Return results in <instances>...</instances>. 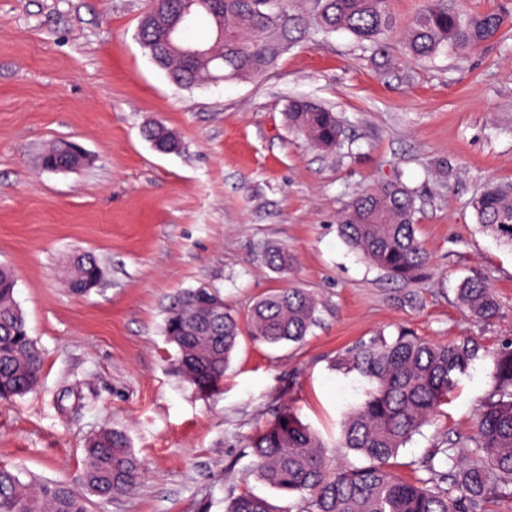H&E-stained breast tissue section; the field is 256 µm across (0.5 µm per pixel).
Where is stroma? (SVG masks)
<instances>
[{
	"label": "stroma",
	"mask_w": 512,
	"mask_h": 512,
	"mask_svg": "<svg viewBox=\"0 0 512 512\" xmlns=\"http://www.w3.org/2000/svg\"><path fill=\"white\" fill-rule=\"evenodd\" d=\"M148 0H0V265L43 356L36 392L0 403V466L82 487L86 440L126 432L144 462L136 488L89 512H224L242 491L274 512L295 498L257 479L250 439L286 407L321 436L336 464L342 415L360 401L357 374L334 363L347 348L409 332L480 346L436 420L396 459L429 478L434 448L472 432L492 391L493 357L512 341V245L476 222L471 200L512 182V28L483 51L432 62L384 52L350 34L310 32L255 79L174 86L137 38ZM304 97L337 112L344 147L325 152L292 133L284 112ZM178 136L157 152L143 128ZM78 144L88 161L42 170L45 148ZM385 181L412 191L416 236L430 261L411 282L388 279L341 239L337 218ZM271 245L292 257L272 271ZM103 276L78 296L75 254ZM480 276L499 303L478 321L456 288ZM305 288L317 324L301 343L244 335L217 392L185 382L163 332L178 292L212 288L246 317L276 288Z\"/></svg>",
	"instance_id": "stroma-1"
}]
</instances>
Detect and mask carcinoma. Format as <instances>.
<instances>
[{"instance_id":"1","label":"carcinoma","mask_w":512,"mask_h":512,"mask_svg":"<svg viewBox=\"0 0 512 512\" xmlns=\"http://www.w3.org/2000/svg\"><path fill=\"white\" fill-rule=\"evenodd\" d=\"M318 3L313 21L317 30L347 31L376 48L397 25L389 0ZM186 8L224 19L218 59H186L175 50L159 49L165 31L180 26ZM506 19L497 11H467L457 0H425L402 28L405 51L414 61L431 62L446 52L484 49L498 40ZM308 30L307 20L289 12L284 0H149L138 39L172 84L188 88L215 76L226 81L259 76ZM285 117L291 131L318 149L333 151L344 144L345 129L329 108L292 98ZM144 136L156 150L177 146L173 131L161 122L148 125ZM471 206L477 223L512 242V183H487ZM414 221L412 193L390 181L353 198L338 220V230L372 266L395 280L409 281L429 260ZM265 261L274 271L285 272L288 250L270 246ZM73 264L86 284L94 287L101 280L95 258L78 255ZM16 285L13 272L0 267V402L26 396L41 381V352L15 299ZM458 300L478 320H489L498 311L492 288L480 277L459 284ZM209 304L210 298L199 289L186 290L174 297L163 325L167 341L177 347L184 380L203 393L219 389L243 334L271 345L300 343L317 321L311 294L288 287L261 297L245 322L226 309L223 320L198 333L194 326ZM477 357L478 347L469 340L439 345L409 334L391 342L379 338L356 345L337 367L366 382L364 398L344 414L340 443L367 465L333 464L319 435L286 409L251 439L256 476L297 496L299 512H484L495 495L512 496V350L494 357L493 390L479 409L474 434L451 442L454 448L471 449V458L435 449L433 454H443L446 465L436 479L406 480L391 470V460L434 421ZM142 469L127 435L115 428L104 430L85 443L82 492L56 481H25L21 471L0 466V512H88L89 497L107 501L132 490ZM225 512L272 510L265 499L243 491L232 497Z\"/></svg>"}]
</instances>
